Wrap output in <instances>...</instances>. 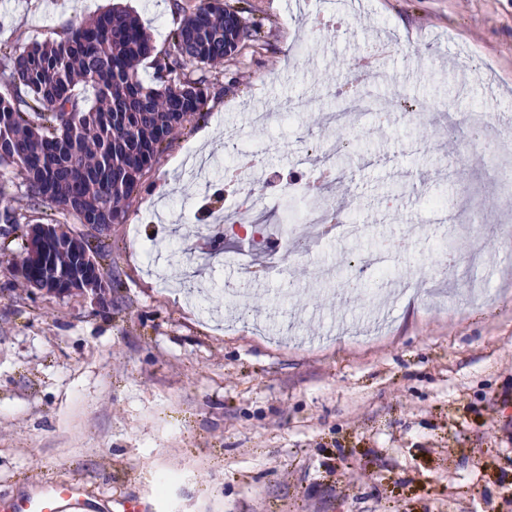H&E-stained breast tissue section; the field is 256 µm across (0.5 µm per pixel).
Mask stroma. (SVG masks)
Returning a JSON list of instances; mask_svg holds the SVG:
<instances>
[{
	"mask_svg": "<svg viewBox=\"0 0 512 512\" xmlns=\"http://www.w3.org/2000/svg\"><path fill=\"white\" fill-rule=\"evenodd\" d=\"M133 9L156 53L182 13L172 0H0V44L21 47L113 5ZM259 30L214 63L205 117H190L111 225L101 261L112 290L56 295L20 274L37 225L26 177L0 168V491L85 481L155 512H512V195L490 176L492 139L452 114L512 125V0H243ZM372 110L343 117L341 182L285 191L338 113V83L372 40ZM299 97L308 111L290 113ZM422 117L404 120L405 109ZM212 138L200 142L203 130ZM247 145L270 199L265 234L189 231ZM328 201L360 239L290 252L281 204ZM447 207L434 222L426 200ZM166 209V226L145 216ZM486 247L442 265L455 225ZM281 265L267 268L268 237ZM401 250L379 279L373 246ZM249 246L251 269L224 257ZM431 278L435 297L403 292Z\"/></svg>",
	"mask_w": 512,
	"mask_h": 512,
	"instance_id": "stroma-1",
	"label": "stroma"
}]
</instances>
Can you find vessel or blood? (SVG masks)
I'll return each mask as SVG.
<instances>
[{
    "label": "vessel or blood",
    "instance_id": "b4317fda",
    "mask_svg": "<svg viewBox=\"0 0 512 512\" xmlns=\"http://www.w3.org/2000/svg\"><path fill=\"white\" fill-rule=\"evenodd\" d=\"M151 502L128 496L102 500L79 481L47 482L25 498L0 493V512H152Z\"/></svg>",
    "mask_w": 512,
    "mask_h": 512
}]
</instances>
